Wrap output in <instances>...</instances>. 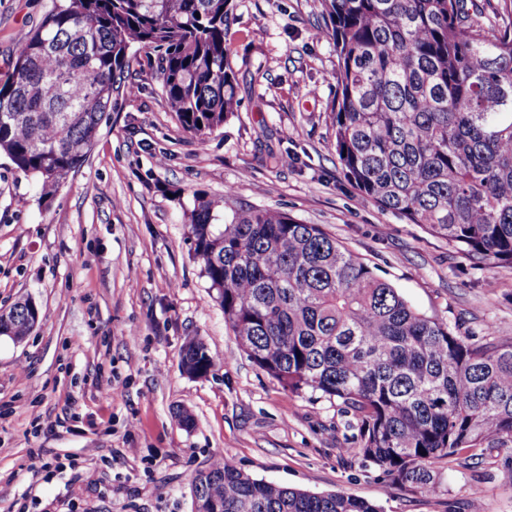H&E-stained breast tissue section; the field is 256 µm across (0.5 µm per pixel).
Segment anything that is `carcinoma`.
Returning <instances> with one entry per match:
<instances>
[{
  "mask_svg": "<svg viewBox=\"0 0 512 512\" xmlns=\"http://www.w3.org/2000/svg\"><path fill=\"white\" fill-rule=\"evenodd\" d=\"M338 68L336 153L360 195L476 265L512 266V20L465 0H320ZM232 0H56L0 82V152L52 198L85 162L134 46L157 53L163 93L203 142L237 112ZM201 189L185 210L224 322L290 393L338 400L359 423L344 452L395 484L436 494L432 466L505 452L512 470V339L475 340L415 310L318 224L273 209L225 212ZM27 296L0 336L31 335ZM181 366H214L192 338ZM194 501L218 512H381L342 492L258 480L225 459L198 471Z\"/></svg>",
  "mask_w": 512,
  "mask_h": 512,
  "instance_id": "obj_1",
  "label": "carcinoma"
}]
</instances>
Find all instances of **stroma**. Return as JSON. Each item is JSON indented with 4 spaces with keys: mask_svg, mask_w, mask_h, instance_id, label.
<instances>
[{
    "mask_svg": "<svg viewBox=\"0 0 512 512\" xmlns=\"http://www.w3.org/2000/svg\"><path fill=\"white\" fill-rule=\"evenodd\" d=\"M239 107L198 142L136 50L84 165L57 195L0 154V310L32 297L40 323L0 336V512H193L191 480L225 458L253 478L341 491L382 512H512L498 451L437 464L438 495L345 455L354 413L293 395L224 323L192 257L183 203L270 208L320 225L417 310L481 338H512V266H474L416 224L363 200L335 147V48L320 0H233ZM52 0H0V80ZM136 283H129V273ZM199 337L216 365L189 377ZM188 410L192 428L175 413Z\"/></svg>",
    "mask_w": 512,
    "mask_h": 512,
    "instance_id": "1",
    "label": "stroma"
}]
</instances>
